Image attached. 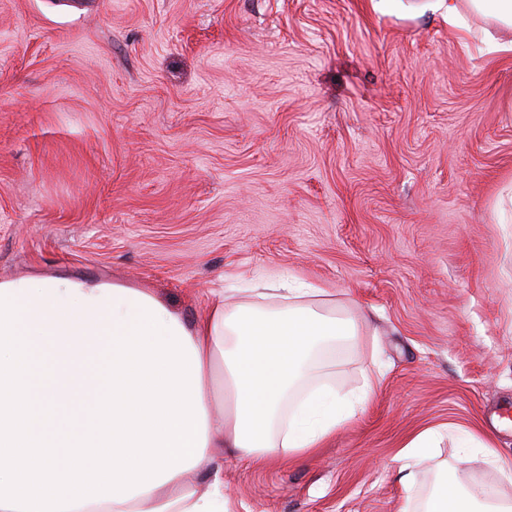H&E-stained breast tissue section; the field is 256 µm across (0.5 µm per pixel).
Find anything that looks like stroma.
<instances>
[{
    "instance_id": "obj_1",
    "label": "stroma",
    "mask_w": 512,
    "mask_h": 512,
    "mask_svg": "<svg viewBox=\"0 0 512 512\" xmlns=\"http://www.w3.org/2000/svg\"><path fill=\"white\" fill-rule=\"evenodd\" d=\"M434 0H0V281L149 291L192 323L259 277L368 323L312 455L224 458L230 512H402L463 431L512 458V53ZM441 448L400 480L428 427ZM443 434L438 429H425L409 440L399 453L401 460H414L429 448H439Z\"/></svg>"
}]
</instances>
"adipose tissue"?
<instances>
[{"instance_id": "1", "label": "adipose tissue", "mask_w": 512, "mask_h": 512, "mask_svg": "<svg viewBox=\"0 0 512 512\" xmlns=\"http://www.w3.org/2000/svg\"><path fill=\"white\" fill-rule=\"evenodd\" d=\"M512 29V0H443ZM214 292L189 324L156 295L70 278L0 282V512H224L218 451L260 465L312 454L378 385L349 398L315 385L365 326L317 310L322 288L282 304ZM209 471L207 483L189 481ZM422 512H512V499L443 471Z\"/></svg>"}]
</instances>
